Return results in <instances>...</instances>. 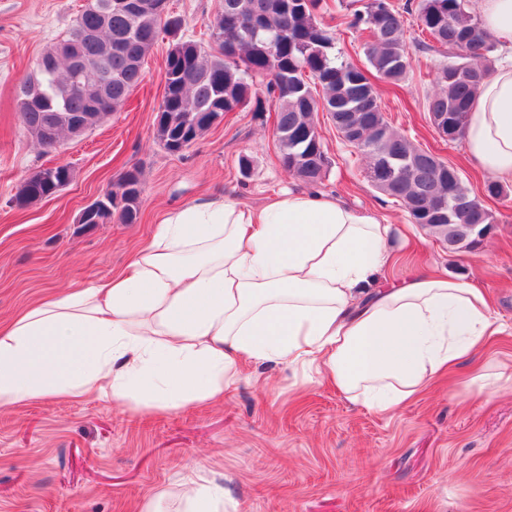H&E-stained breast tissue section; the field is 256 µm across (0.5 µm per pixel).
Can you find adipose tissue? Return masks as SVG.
I'll list each match as a JSON object with an SVG mask.
<instances>
[{
	"instance_id": "adipose-tissue-1",
	"label": "adipose tissue",
	"mask_w": 512,
	"mask_h": 512,
	"mask_svg": "<svg viewBox=\"0 0 512 512\" xmlns=\"http://www.w3.org/2000/svg\"><path fill=\"white\" fill-rule=\"evenodd\" d=\"M502 56L467 114L468 155L512 181V0H478ZM390 225L323 193L163 214L121 274L0 322V408L43 397L134 410L222 400L244 363L309 365L352 403L398 410L501 334L448 276L383 285Z\"/></svg>"
}]
</instances>
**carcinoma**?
Masks as SVG:
<instances>
[{
    "instance_id": "cac0c4a2",
    "label": "carcinoma",
    "mask_w": 512,
    "mask_h": 512,
    "mask_svg": "<svg viewBox=\"0 0 512 512\" xmlns=\"http://www.w3.org/2000/svg\"><path fill=\"white\" fill-rule=\"evenodd\" d=\"M112 0L102 14L83 8L67 36L47 49L48 71L34 70L15 89L17 112L28 127L69 134L57 125L59 113L94 123L98 112H116L143 79V65L161 32L172 37L163 78L157 138L167 147L183 130L200 139L226 112H265L274 107L281 166L316 185L330 165L313 112L321 109L335 124L354 130L345 142L367 161L366 179L401 202L414 224L448 245V252L473 249L496 224L486 205L469 188L457 167H448L394 130L381 107L375 79L396 88L406 78L412 57L405 40L403 13L414 16L418 46L448 55L433 70L438 91L425 102L428 116L448 122L463 138L466 116L480 84L490 75L496 45L480 21L466 10L467 0H417L405 11L392 0H222L208 25L213 48L181 36L183 19L166 8L134 13ZM351 11L348 28L367 33V65L337 47L339 11ZM104 63L112 74L111 93L98 96L96 81L77 82L71 56ZM453 175H448L447 169ZM72 171L46 183L40 173L17 191L25 204L54 196ZM142 185L138 168L127 171L108 191V201L90 215L105 224L118 215L133 224L139 216Z\"/></svg>"
}]
</instances>
